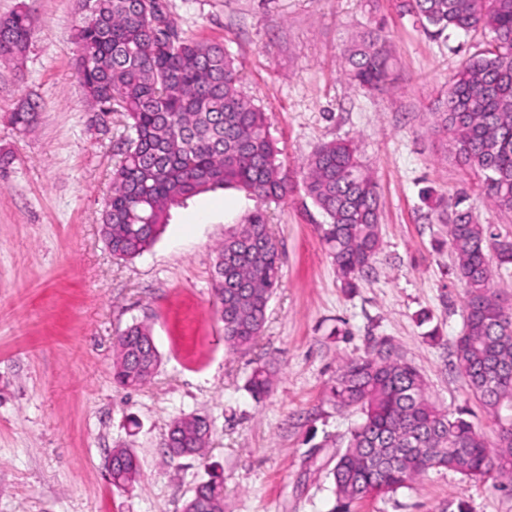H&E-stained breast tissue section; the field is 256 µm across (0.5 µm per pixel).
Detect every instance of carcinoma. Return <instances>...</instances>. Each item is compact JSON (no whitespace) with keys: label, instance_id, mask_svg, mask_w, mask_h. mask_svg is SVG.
Returning a JSON list of instances; mask_svg holds the SVG:
<instances>
[{"label":"carcinoma","instance_id":"obj_1","mask_svg":"<svg viewBox=\"0 0 512 512\" xmlns=\"http://www.w3.org/2000/svg\"><path fill=\"white\" fill-rule=\"evenodd\" d=\"M403 8L435 40L489 34L448 84L435 127L448 133L460 165L483 176L493 207L512 211V0H404ZM157 0H79L74 28L75 72L84 94L122 112L130 136L114 172L100 231L112 256L133 259L152 247L174 205L232 187L276 202L291 189L278 162L266 113L241 91L234 62L217 43L157 27ZM34 19L20 6L0 17V55L21 58ZM351 80L375 88L389 79L387 36L367 30L345 48ZM37 117L24 107L10 122L25 130ZM306 195L325 223L321 239L341 288H360L381 243L377 186L357 148L336 139L308 157ZM456 201L448 213V244L465 288L463 328L455 343L460 373L497 425L490 445L467 412L449 413L428 395L424 377L387 337L372 339L364 355L344 361L332 388L338 411H357L345 448L336 453L334 493L345 507L368 497L412 489L431 469L448 468L472 481L493 479L512 493V302L494 288V274L512 270V236L482 224ZM214 293L233 353L260 335L281 278L282 258L264 215L235 224L215 249ZM160 365L151 327L134 322L113 345V380L123 388L151 382ZM275 371L255 368L247 386L261 398ZM210 424L201 415L172 421L166 448L174 457L203 456ZM112 485L127 490L140 479L128 448L109 456ZM183 512H224V488L198 484Z\"/></svg>","mask_w":512,"mask_h":512}]
</instances>
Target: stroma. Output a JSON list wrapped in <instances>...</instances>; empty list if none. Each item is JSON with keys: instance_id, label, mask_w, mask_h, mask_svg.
Here are the masks:
<instances>
[{"instance_id": "stroma-1", "label": "stroma", "mask_w": 512, "mask_h": 512, "mask_svg": "<svg viewBox=\"0 0 512 512\" xmlns=\"http://www.w3.org/2000/svg\"><path fill=\"white\" fill-rule=\"evenodd\" d=\"M27 4L26 55L0 59V512H182L194 487L217 479L225 512H336L332 469L359 413L336 411L331 388L343 360L387 337L418 367L436 403L468 408L488 442L496 425L452 366L464 289L453 273L448 204L465 195L481 223L512 235V212L481 195L433 128L448 82L482 48V34L442 43L404 14L401 0H158L184 37L223 46L244 94L267 115L293 189L261 205L228 188L173 207L142 255L113 258L100 214L127 134L101 116L74 68L77 0H0V17ZM390 36L391 83L364 90L342 51L362 31ZM39 102L35 125L9 115ZM353 142L379 193L382 243L355 293L336 280L321 243L323 216L304 190V164L321 143ZM263 210L283 256L282 277L253 349L224 346L212 274L225 232ZM431 316L418 323L419 313ZM152 327L161 364L152 382L112 381L113 342L133 322ZM437 328L439 341L427 333ZM276 370L263 399L252 370ZM212 423L204 458L170 457L171 421ZM131 448L132 489L113 487L105 460ZM512 512L492 482L429 471L414 489L366 499L351 512Z\"/></svg>"}]
</instances>
